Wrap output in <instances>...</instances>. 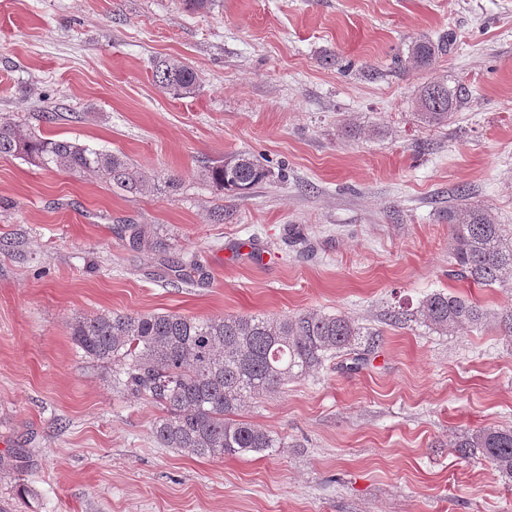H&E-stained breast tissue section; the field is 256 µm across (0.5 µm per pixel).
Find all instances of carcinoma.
<instances>
[{"label":"carcinoma","instance_id":"obj_1","mask_svg":"<svg viewBox=\"0 0 512 512\" xmlns=\"http://www.w3.org/2000/svg\"><path fill=\"white\" fill-rule=\"evenodd\" d=\"M448 35L407 46L406 61L430 65L448 53ZM159 87L179 99L195 93L197 73L183 61L165 58L154 65ZM464 96L442 81L425 85L418 98L421 120L446 125ZM19 157L44 170L93 174L131 195L157 185L125 155L68 139H49L24 123L0 125V158ZM221 189L245 193L268 178L253 155L238 153L205 168ZM448 245L453 276L477 285L512 284V228L496 224L485 207L465 195L448 203ZM174 279L186 281L196 263L171 261ZM484 310L474 301L432 292L412 310L391 316L396 325L420 323L451 335L477 325ZM71 339L91 360L112 368V385L150 401L161 410L153 423L159 445L195 456L222 458L273 453L285 447L277 434L238 418L250 402L269 397L288 382L310 376L339 355L353 356L360 368L379 344L378 334L341 314L303 311L279 317L228 315L197 319L177 313H104L71 324ZM460 452L481 453L512 481V428L484 427L454 442Z\"/></svg>","mask_w":512,"mask_h":512}]
</instances>
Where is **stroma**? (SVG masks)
<instances>
[{
  "mask_svg": "<svg viewBox=\"0 0 512 512\" xmlns=\"http://www.w3.org/2000/svg\"><path fill=\"white\" fill-rule=\"evenodd\" d=\"M447 34L425 68L411 40ZM199 75L174 99L153 62ZM466 95L448 125L422 87ZM47 112L50 139L121 153L176 188L133 196L96 176L0 158V473L10 512H512V483L456 437L512 427V287L452 276L448 199L512 225V0H0V124ZM249 152L270 179L217 190L205 166ZM223 210V222L213 218ZM144 224L156 247L121 231ZM203 278L170 284L161 260ZM448 292L482 324L394 325ZM342 313L379 331L369 365L288 382L242 419L285 437L272 454L160 447V410L117 393L70 338L79 318ZM463 100L461 90L449 87L442 81H433L421 90L418 105L423 112L418 114L429 125H448V120L453 112L461 108Z\"/></svg>",
  "mask_w": 512,
  "mask_h": 512,
  "instance_id": "35a3bbf8",
  "label": "stroma"
}]
</instances>
